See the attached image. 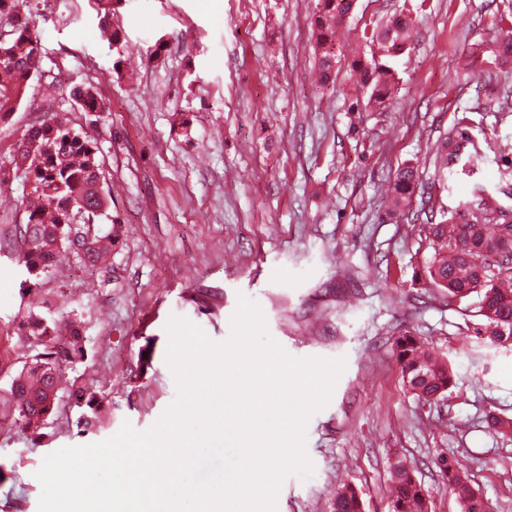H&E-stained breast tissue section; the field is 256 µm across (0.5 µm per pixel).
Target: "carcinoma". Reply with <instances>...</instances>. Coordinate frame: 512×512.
<instances>
[{
	"label": "carcinoma",
	"mask_w": 512,
	"mask_h": 512,
	"mask_svg": "<svg viewBox=\"0 0 512 512\" xmlns=\"http://www.w3.org/2000/svg\"><path fill=\"white\" fill-rule=\"evenodd\" d=\"M355 0H318L312 16L322 82L335 72L332 41L354 8ZM0 124L7 122L27 96L29 82L40 70L41 39L30 13L28 0H0ZM414 19L405 14L364 32V38L378 48L371 59L351 63L352 76L363 88L365 106L379 109L389 100L396 83L394 60L406 49ZM70 98L95 117L110 111V103L91 84L75 85ZM468 132L461 128L448 136L434 153L435 164L452 178L464 170V142ZM99 143L91 134L78 131L67 119L54 114L33 124L15 143L11 164L29 184L41 204L27 211L18 225L15 245L18 264L26 279L22 285L36 288L51 272L57 253L71 251L86 268H102L120 240L122 224L110 213L111 198L105 187ZM419 169L407 162L390 184L392 211L412 205ZM491 195L477 186L472 199L459 203L458 210L445 218L444 208L421 206L411 222L434 250L421 270L424 285L440 293L450 305H462L472 320L468 331L491 347L512 349V237L503 229L512 226V208L488 205ZM442 216L436 220V216ZM107 223H102V220ZM496 223L490 234L487 225ZM19 330L27 342L31 361L24 364L10 382V399L17 413L15 424L34 432L47 424L59 408L60 374L88 356L85 338L75 320L55 318L30 309ZM393 352L409 391L424 405H436L457 385L452 363L435 357L411 328L400 330ZM68 403L88 408L77 421L78 433L97 427L102 400L92 389L71 388ZM488 424L503 437H512V417L493 412ZM435 466L448 479L462 512H487L483 499L471 487L470 478L459 470L455 459L441 455ZM392 485L388 512H432V499L417 479L416 468L397 459L390 465ZM330 512H365L357 488L337 489Z\"/></svg>",
	"instance_id": "obj_1"
}]
</instances>
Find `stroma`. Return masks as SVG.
<instances>
[{"mask_svg":"<svg viewBox=\"0 0 512 512\" xmlns=\"http://www.w3.org/2000/svg\"><path fill=\"white\" fill-rule=\"evenodd\" d=\"M317 2L122 0L112 18L130 48L121 58L93 0H30L41 71L0 125V512H38L35 473L47 455L106 440L126 422L149 429L176 397L169 319L225 341L242 294L291 356L346 360L307 424L314 473L283 481L276 512H330L345 483L361 490L366 512H388L400 457L435 512H460L435 466L442 454L464 465L491 512H512V440L486 424L490 412L512 415V351L480 343L460 307L424 290L432 250L387 193L407 162L419 168L414 201L449 213L473 184L512 189V61L493 56L512 30V0H356L336 30L327 86L310 39ZM406 7L415 25L389 104L353 110L351 63L371 55L364 29ZM83 83L111 104L94 124L69 97ZM48 109L98 139L123 235L107 268L61 255L31 297L10 248L25 189L9 159ZM457 125L480 154L452 181L432 154ZM34 302L83 329L88 356L60 392L77 379L103 393L94 432L79 433L81 411L67 404L40 440L14 424L10 376L28 353L18 324ZM404 327L453 363L458 386L441 406L420 404L403 380L393 342Z\"/></svg>","mask_w":512,"mask_h":512,"instance_id":"obj_1","label":"stroma"}]
</instances>
